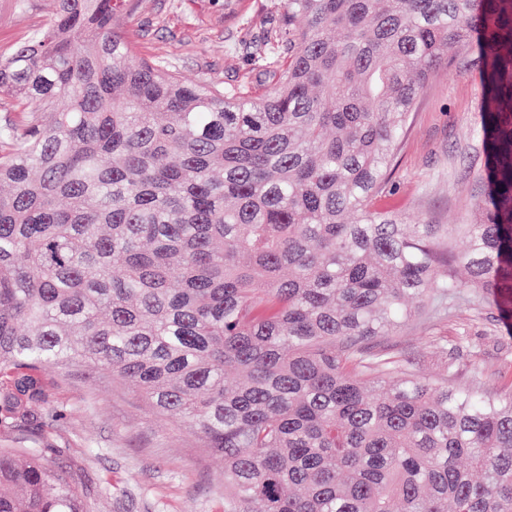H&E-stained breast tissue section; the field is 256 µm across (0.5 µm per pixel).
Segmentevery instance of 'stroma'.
<instances>
[{
    "mask_svg": "<svg viewBox=\"0 0 512 512\" xmlns=\"http://www.w3.org/2000/svg\"><path fill=\"white\" fill-rule=\"evenodd\" d=\"M48 9L47 0H36L19 13L12 0H0V54ZM278 18L276 0H140L126 33L140 56L172 60L185 80L260 84L256 47ZM482 106V73L470 63L440 71L420 97L395 156L391 203L408 223L471 224L479 217L487 197L475 179L485 162L477 135ZM371 351L423 377L449 371L458 385L489 393L512 388V319L478 291L449 300L439 313L425 302L422 318L375 338ZM46 374L59 382L68 413L49 438L62 451L49 466L82 464L100 512H224L213 491L224 461L188 423L157 417L108 369Z\"/></svg>",
    "mask_w": 512,
    "mask_h": 512,
    "instance_id": "stroma-1",
    "label": "stroma"
}]
</instances>
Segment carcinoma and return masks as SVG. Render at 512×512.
Here are the masks:
<instances>
[{"instance_id":"cac0c4a2","label":"carcinoma","mask_w":512,"mask_h":512,"mask_svg":"<svg viewBox=\"0 0 512 512\" xmlns=\"http://www.w3.org/2000/svg\"><path fill=\"white\" fill-rule=\"evenodd\" d=\"M137 2L51 0L0 62V512H95L45 464L49 367L196 429L224 512H512V391L367 348L430 293L512 315V0H279L263 93L138 57ZM473 60L489 203L405 224L377 205L397 146Z\"/></svg>"}]
</instances>
